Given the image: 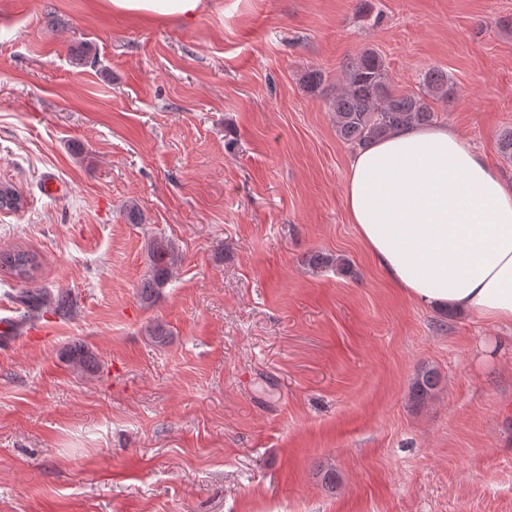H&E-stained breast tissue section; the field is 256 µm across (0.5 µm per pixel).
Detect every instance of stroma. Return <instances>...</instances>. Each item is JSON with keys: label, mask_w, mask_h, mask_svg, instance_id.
<instances>
[{"label": "stroma", "mask_w": 512, "mask_h": 512, "mask_svg": "<svg viewBox=\"0 0 512 512\" xmlns=\"http://www.w3.org/2000/svg\"><path fill=\"white\" fill-rule=\"evenodd\" d=\"M222 5L183 26L0 0V184L25 200L0 251H35L36 286L77 301L0 340V512H512V328L387 283L329 107L363 50L401 92L441 69L436 124L512 187V0ZM156 235L179 261L148 306ZM78 343L94 371L66 363ZM437 386V374L430 369L420 370L412 384L413 397L419 401L425 400Z\"/></svg>", "instance_id": "obj_1"}]
</instances>
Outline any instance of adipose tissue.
<instances>
[{"instance_id": "adipose-tissue-1", "label": "adipose tissue", "mask_w": 512, "mask_h": 512, "mask_svg": "<svg viewBox=\"0 0 512 512\" xmlns=\"http://www.w3.org/2000/svg\"><path fill=\"white\" fill-rule=\"evenodd\" d=\"M115 14L189 24L208 0H104ZM350 220L389 282L442 312L512 326V188L443 125L408 127L358 150Z\"/></svg>"}]
</instances>
